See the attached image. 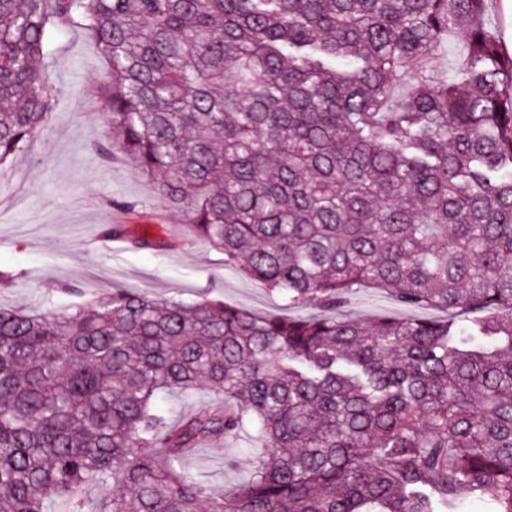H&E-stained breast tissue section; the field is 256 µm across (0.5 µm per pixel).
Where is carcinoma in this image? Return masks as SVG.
Listing matches in <instances>:
<instances>
[{"label":"carcinoma","instance_id":"1","mask_svg":"<svg viewBox=\"0 0 512 512\" xmlns=\"http://www.w3.org/2000/svg\"><path fill=\"white\" fill-rule=\"evenodd\" d=\"M492 2L0 0V163L47 122L40 61L77 21L107 64L99 158L322 311L122 288L0 308V512H512V57ZM366 285L446 316L343 315ZM200 385L216 403L168 424L165 396ZM246 423L264 447L245 485L185 469Z\"/></svg>","mask_w":512,"mask_h":512}]
</instances>
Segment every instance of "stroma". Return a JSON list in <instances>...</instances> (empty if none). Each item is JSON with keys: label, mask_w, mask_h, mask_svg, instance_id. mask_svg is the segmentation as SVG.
<instances>
[{"label": "stroma", "mask_w": 512, "mask_h": 512, "mask_svg": "<svg viewBox=\"0 0 512 512\" xmlns=\"http://www.w3.org/2000/svg\"><path fill=\"white\" fill-rule=\"evenodd\" d=\"M45 63L56 89L54 109L29 153L0 165V274L11 277L0 283L1 306L42 308L68 284L86 296L126 288L187 304L219 301L258 315H314L313 307L288 305L225 265L223 253L192 236L184 212L155 193L133 163L108 164L95 154L93 145L106 129L93 90L105 62L80 25L53 32ZM114 200L137 203L140 224L164 241V249L88 251L86 240L111 224ZM345 311L365 322L438 316L432 309L404 307L373 287L351 296ZM259 445L251 429L207 440L186 464L214 489L235 488L247 480Z\"/></svg>", "instance_id": "stroma-1"}]
</instances>
